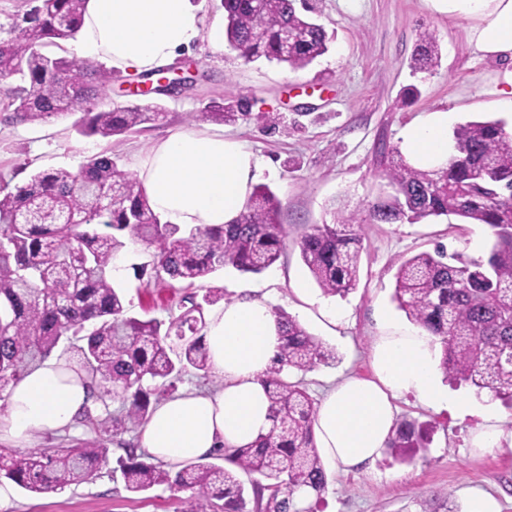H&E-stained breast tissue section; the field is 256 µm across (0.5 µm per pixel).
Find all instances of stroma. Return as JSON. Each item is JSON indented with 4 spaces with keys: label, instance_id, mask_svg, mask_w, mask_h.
<instances>
[{
    "label": "stroma",
    "instance_id": "1",
    "mask_svg": "<svg viewBox=\"0 0 512 512\" xmlns=\"http://www.w3.org/2000/svg\"><path fill=\"white\" fill-rule=\"evenodd\" d=\"M312 17L331 42L327 53L304 69L259 60L238 59L229 48L214 49L208 37L179 55L174 67L191 64L194 83L175 97L159 96L166 110L162 122L112 139L84 137L73 118L16 123L0 98V185L16 187L39 171L77 169L92 156L110 152L124 170L154 142L180 130L215 129L212 121H190L213 99H250L254 111L286 115L293 128L265 132L256 125L225 126L226 135L245 141L266 164L259 183L269 185L281 202L279 220L290 232L302 226L332 222L330 202L350 211H365L386 188L380 154L401 144L412 121L438 110L451 113V125L498 119L512 125V110L503 93L512 89V61L481 53L475 46L472 19H451L435 11L429 0H310ZM432 34L441 49L433 73L412 72L409 63L421 32ZM416 86L419 96L398 104L401 90ZM360 283L346 298L332 303L345 314L329 325L318 311L323 295L311 276L297 278L304 264L297 248L259 274L218 272L212 285L228 299L243 289L260 288L272 307L285 310L322 341L335 358L307 372H290L314 400L347 376L374 375L371 352L380 329L379 312L396 320L405 315L392 300L398 257L434 250L485 256L492 239L484 226L453 218L417 224H365ZM132 312L168 319L178 314L180 289L165 284L139 287L132 274L123 278ZM457 395L470 397L471 415L434 409L408 393L396 401L398 417L434 423L425 457L398 464L381 457L374 471H344L326 463L328 486L316 512H420L426 502L454 499L462 512H473L478 496L493 498L499 512H512V409L490 396H476L469 386ZM492 415L502 431L498 448L473 450V438L484 416ZM111 448L110 461L97 478L48 493L15 489L10 512H178L181 492L159 486L134 494L125 490Z\"/></svg>",
    "mask_w": 512,
    "mask_h": 512
}]
</instances>
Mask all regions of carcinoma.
Wrapping results in <instances>:
<instances>
[{
	"mask_svg": "<svg viewBox=\"0 0 512 512\" xmlns=\"http://www.w3.org/2000/svg\"><path fill=\"white\" fill-rule=\"evenodd\" d=\"M18 34L0 41V94L19 123L62 117L60 98L83 112L74 123L82 136L112 138L166 117L158 102L97 106L111 72L93 60L53 57L47 48L75 37L86 0H35ZM227 46L246 63L265 59L304 68L328 50L325 28L297 11L296 0H221ZM413 67L430 72L438 63L435 38L424 33ZM195 120L288 129L284 117L253 113L245 99L211 101ZM448 164L421 169L398 149L384 157L392 192L368 204L366 216L342 209L330 224H312L295 244L326 297H346L359 283L363 223L414 224L458 217L484 224L493 238L483 258L438 249L397 261L394 300L407 319L441 345L444 378L464 382L491 397L512 401V130L502 120L469 121L453 130ZM280 202L269 186L253 187L230 224L189 232L163 224L141 181L107 154L76 170L39 172L22 186H0V391L19 380L66 335L80 342L79 360L101 400L121 410L101 418L88 413L92 439L53 451L0 455V478L32 493L92 481L117 444L124 487L143 493L166 485L186 490L179 512H314L297 506L294 493L311 489L319 500L328 475L316 448L317 407L288 371H309L335 359L295 318L272 310L282 345L262 383L270 399L271 427L256 444L224 450L225 465L187 462L168 466L123 439L144 426L154 404L175 394L194 370L211 373L201 331L206 309L224 289L193 292L214 273L231 269L259 274L275 263L288 239ZM149 249L131 265L140 284L164 279L188 290L181 312L168 320L131 314L112 268L127 242ZM433 426L406 417L396 423L386 450L407 462L427 447ZM251 478L246 489L239 474Z\"/></svg>",
	"mask_w": 512,
	"mask_h": 512,
	"instance_id": "cac0c4a2",
	"label": "carcinoma"
}]
</instances>
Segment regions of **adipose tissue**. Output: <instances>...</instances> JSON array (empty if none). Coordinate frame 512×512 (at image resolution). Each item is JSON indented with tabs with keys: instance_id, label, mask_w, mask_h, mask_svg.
<instances>
[{
	"instance_id": "obj_1",
	"label": "adipose tissue",
	"mask_w": 512,
	"mask_h": 512,
	"mask_svg": "<svg viewBox=\"0 0 512 512\" xmlns=\"http://www.w3.org/2000/svg\"><path fill=\"white\" fill-rule=\"evenodd\" d=\"M431 2L440 12L475 20L476 42L485 55L512 57V0ZM204 32L214 46L223 45V27L204 29L191 0H86L71 49L77 58L141 75L190 50ZM449 118V112L436 111L403 130V152L412 165L447 164ZM134 170L160 219L188 231L236 219L263 164L247 145L224 133L190 130L139 153ZM379 324L373 378L351 377L336 385L319 403L313 427L317 447L347 469H374L395 428L394 401L400 396L413 393L434 407L450 403L462 415L470 410L467 400L449 401L439 387L425 332L392 326L386 316ZM203 344L221 386L162 400L141 431V448L170 464L255 444L271 426L261 379L281 335L266 296L225 302L209 316ZM94 408L79 364L46 360L8 388L0 402V440L30 447L38 435L72 428Z\"/></svg>"
}]
</instances>
